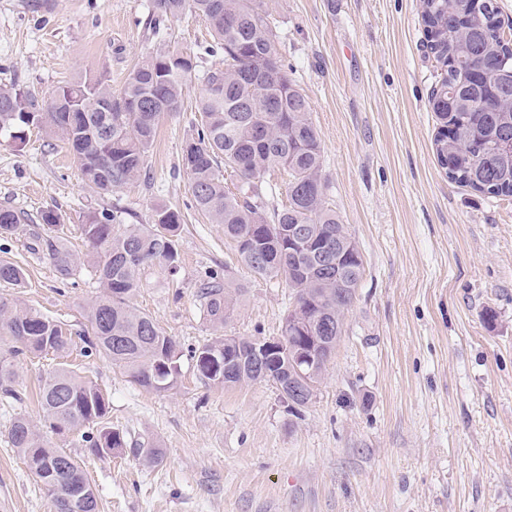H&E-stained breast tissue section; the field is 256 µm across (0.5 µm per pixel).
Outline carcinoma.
<instances>
[{"label":"carcinoma","mask_w":512,"mask_h":512,"mask_svg":"<svg viewBox=\"0 0 512 512\" xmlns=\"http://www.w3.org/2000/svg\"><path fill=\"white\" fill-rule=\"evenodd\" d=\"M209 26L214 45L208 56L222 63L206 70L198 100L202 125L187 141L181 164L189 176L192 207L212 224L224 225L238 260L263 278H280L292 291L284 317L288 347L253 360L244 350L249 338L223 336L235 311L240 289L226 275L206 273L196 298L205 319L220 333L192 351L203 378L224 387L271 382L282 394L302 385L291 365V352L310 347L306 324H320L324 346L318 349L313 382L320 383L343 335V317L353 304L363 261L357 246L342 235L345 227L325 200L321 180L319 133L308 99L288 78L278 56L275 35L263 0H150L146 26L163 42L168 23L186 13ZM422 18L431 53L446 67L433 87L432 109L440 123L453 126L434 139L438 160L455 163L452 181L495 197H512V39H508L496 0H422ZM198 56L165 45L141 60L121 89L105 77L80 78L58 87L49 100L58 112L40 113L44 104L14 84L0 86V136L24 142L30 127L76 149L85 186L97 193L150 181L147 158L161 115L177 110L187 81L196 73ZM109 112L100 111L101 104ZM283 167L288 173V203L267 208L264 175ZM237 177L235 191L227 178ZM39 229L31 232L33 250L47 256L67 280L81 258L62 244L64 218L43 210ZM19 214L0 208V236L14 234ZM122 223L106 209L82 215L81 233L88 243L86 263L94 269L102 295L87 310L85 353L103 357L125 370L133 382L168 390L177 382L182 351L133 299L141 271L149 265L174 270L179 261L176 237L181 215L160 209L155 224ZM341 242L337 260L320 265L308 253ZM23 288L22 267L0 262V285ZM10 353L42 355L68 351L73 343L67 325L0 297V341ZM14 372L0 361V393L15 397ZM49 428L78 436L94 455L129 452L156 463L161 450L131 440L106 422L109 403L93 382L61 368L40 390ZM12 447L49 498L69 495L77 508L97 512L96 494L80 461L53 448L30 420L17 416L8 430Z\"/></svg>","instance_id":"carcinoma-1"}]
</instances>
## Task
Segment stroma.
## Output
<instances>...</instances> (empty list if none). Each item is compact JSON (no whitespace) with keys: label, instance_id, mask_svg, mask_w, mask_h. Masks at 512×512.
<instances>
[{"label":"stroma","instance_id":"35a3bbf8","mask_svg":"<svg viewBox=\"0 0 512 512\" xmlns=\"http://www.w3.org/2000/svg\"><path fill=\"white\" fill-rule=\"evenodd\" d=\"M150 0H0V84L40 96L78 76L120 89L159 47L144 29ZM277 52L308 98L323 158L325 197L355 241L363 274L344 333L301 416L267 382L232 388L199 376L188 352L213 331L196 301L208 271L243 294L228 336L280 335L290 290L239 263L224 227L191 206L182 147L202 117V79L161 116L148 158L150 184L98 195L67 146L33 129L0 139V207L28 215L58 208L66 246L88 245L80 217L120 212L152 223L178 211L177 275L145 268L135 305L183 351L172 389L148 390L109 361L17 357L19 400L0 396V512H50V501L8 427L16 414L43 425L39 389L57 368L96 383L108 421L159 446L149 464L98 457L75 436L47 433L78 456L98 512H512V198L448 179L436 159L429 105L440 71L424 43L420 0H264ZM0 260L21 266L23 288L0 296L87 324L101 295L94 271L69 281L32 249L26 229L0 237Z\"/></svg>","mask_w":512,"mask_h":512}]
</instances>
